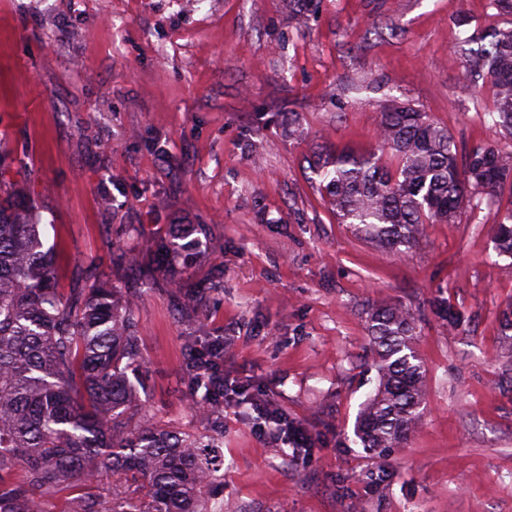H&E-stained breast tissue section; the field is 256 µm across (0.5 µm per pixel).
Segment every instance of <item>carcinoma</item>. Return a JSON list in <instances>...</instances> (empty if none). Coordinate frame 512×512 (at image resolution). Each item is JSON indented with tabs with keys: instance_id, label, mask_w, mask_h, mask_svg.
Segmentation results:
<instances>
[{
	"instance_id": "obj_1",
	"label": "carcinoma",
	"mask_w": 512,
	"mask_h": 512,
	"mask_svg": "<svg viewBox=\"0 0 512 512\" xmlns=\"http://www.w3.org/2000/svg\"><path fill=\"white\" fill-rule=\"evenodd\" d=\"M456 51L470 77L489 85L493 126L512 141V21ZM379 149L357 154L319 145L310 160L337 223L400 254L430 223L454 224L462 210L512 192V154L480 145L465 155L448 129L422 108L395 98L379 111ZM188 234L145 241L138 272H164L191 313L203 289L183 281L170 256L191 247ZM496 255L512 259V208L494 226ZM379 383L356 422V436L378 454L399 448L422 415V361L416 319L400 305L369 315ZM141 338L122 287L89 264L64 296L52 252L25 199L0 201V512H44L52 489L117 477L112 497H84L75 512H218L201 488L221 464L183 436L146 428L124 433L118 417L137 398ZM22 467L26 481L11 479Z\"/></svg>"
}]
</instances>
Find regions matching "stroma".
I'll use <instances>...</instances> for the list:
<instances>
[{
  "instance_id": "stroma-1",
  "label": "stroma",
  "mask_w": 512,
  "mask_h": 512,
  "mask_svg": "<svg viewBox=\"0 0 512 512\" xmlns=\"http://www.w3.org/2000/svg\"><path fill=\"white\" fill-rule=\"evenodd\" d=\"M503 22L490 0H321L301 21L288 0H0L5 181L35 206L60 291L90 261L127 288L145 379L123 427L215 448L222 512H512V264L492 243L512 193L400 255L337 223L309 167L321 143L372 150L391 97L460 147L512 152L455 51ZM180 224L200 242L184 276L208 290L190 320L177 289L106 247L132 256ZM383 303L418 318L425 391L414 433L377 457L354 427L378 385L368 313ZM215 336L226 372L311 431L306 460L257 437L249 400L195 412L189 348Z\"/></svg>"
}]
</instances>
